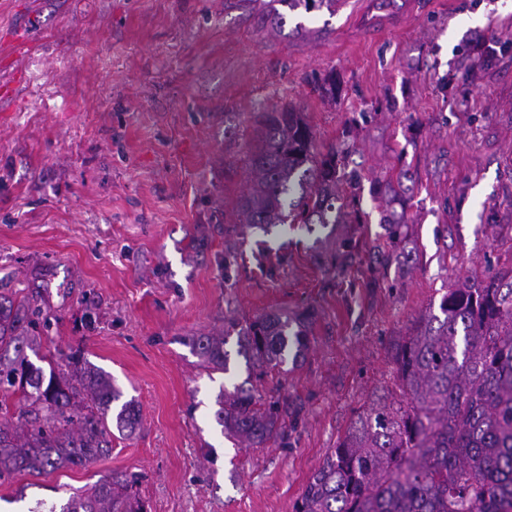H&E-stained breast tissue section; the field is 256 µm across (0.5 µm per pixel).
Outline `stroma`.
<instances>
[{
	"instance_id": "1",
	"label": "stroma",
	"mask_w": 512,
	"mask_h": 512,
	"mask_svg": "<svg viewBox=\"0 0 512 512\" xmlns=\"http://www.w3.org/2000/svg\"><path fill=\"white\" fill-rule=\"evenodd\" d=\"M285 20L272 30L247 0H0V292L50 287L55 346L82 345L141 411L87 467L1 484L15 512L111 473L136 478L147 512H293L392 384L411 320L512 267V0ZM489 40L493 58L473 51ZM287 105L318 147L348 136L361 223H237L258 118ZM376 180L402 189L374 198ZM385 208L405 216L399 239ZM284 311L314 316L300 364L255 378L231 337L227 371L200 368L189 337ZM237 385L287 398L283 438L224 435L216 400Z\"/></svg>"
}]
</instances>
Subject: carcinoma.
<instances>
[{
  "mask_svg": "<svg viewBox=\"0 0 512 512\" xmlns=\"http://www.w3.org/2000/svg\"><path fill=\"white\" fill-rule=\"evenodd\" d=\"M291 12L341 0H276ZM251 152L252 185L238 201L239 223L346 224L362 176L346 170L348 146L318 148L293 106L261 116ZM309 313L233 320L220 336H195L206 371L227 370V338L260 378L298 363ZM58 316L39 292L0 294V482L84 466L112 448V430L132 436L141 421L133 399L89 364L80 346L40 354ZM47 361L49 370L30 356ZM393 385L358 413L310 476L293 512H512V269L467 277L447 289L439 313L419 314L391 347ZM215 420L229 437L261 447L284 436L280 399L234 387L217 397ZM147 512L133 481L108 475L56 511Z\"/></svg>",
  "mask_w": 512,
  "mask_h": 512,
  "instance_id": "cac0c4a2",
  "label": "carcinoma"
}]
</instances>
